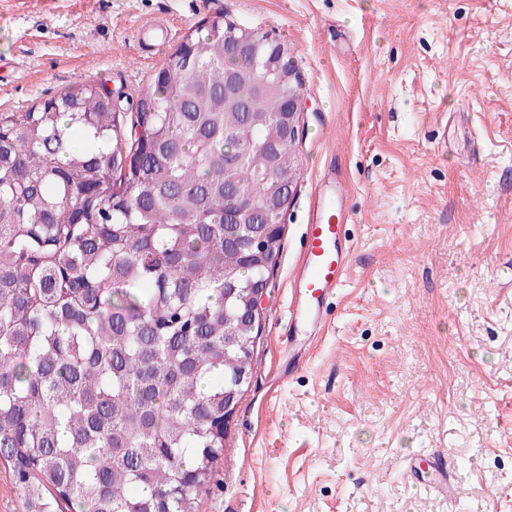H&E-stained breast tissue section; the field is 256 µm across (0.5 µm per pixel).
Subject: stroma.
<instances>
[{
    "label": "stroma",
    "mask_w": 512,
    "mask_h": 512,
    "mask_svg": "<svg viewBox=\"0 0 512 512\" xmlns=\"http://www.w3.org/2000/svg\"><path fill=\"white\" fill-rule=\"evenodd\" d=\"M219 11L287 45L303 110L252 382L199 512H512V0H0V112L87 82L135 98ZM331 173L352 263L292 373ZM431 450L455 501L406 471Z\"/></svg>",
    "instance_id": "obj_1"
}]
</instances>
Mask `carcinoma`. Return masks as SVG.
Here are the masks:
<instances>
[{
    "mask_svg": "<svg viewBox=\"0 0 512 512\" xmlns=\"http://www.w3.org/2000/svg\"><path fill=\"white\" fill-rule=\"evenodd\" d=\"M299 87L288 48L218 13L130 112L89 83L0 112V457L28 512H196L281 250L252 241L288 211Z\"/></svg>",
    "mask_w": 512,
    "mask_h": 512,
    "instance_id": "1",
    "label": "carcinoma"
}]
</instances>
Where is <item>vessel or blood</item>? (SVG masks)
Listing matches in <instances>:
<instances>
[{"instance_id":"vessel-or-blood-1","label":"vessel or blood","mask_w":512,"mask_h":512,"mask_svg":"<svg viewBox=\"0 0 512 512\" xmlns=\"http://www.w3.org/2000/svg\"><path fill=\"white\" fill-rule=\"evenodd\" d=\"M343 189L332 180H323L318 192L316 211L307 225L305 244L295 276L296 297L290 309L292 326L303 327L309 339H316L325 329V305L337 294L350 266L341 219ZM424 486L440 493H453V477L443 464L433 467V476L422 474L420 464L410 466Z\"/></svg>"}]
</instances>
